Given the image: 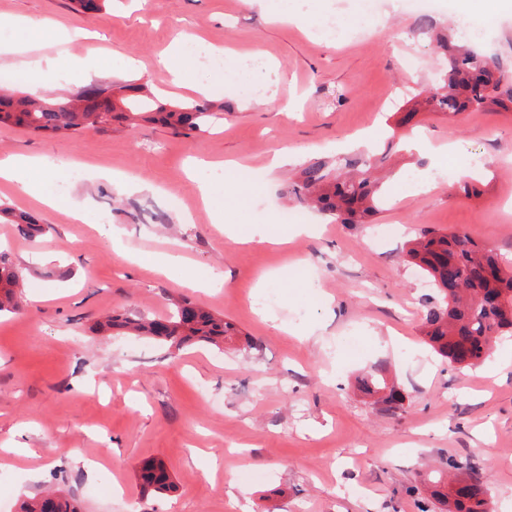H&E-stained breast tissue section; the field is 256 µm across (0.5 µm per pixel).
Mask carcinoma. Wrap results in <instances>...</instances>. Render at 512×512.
I'll return each mask as SVG.
<instances>
[{
  "mask_svg": "<svg viewBox=\"0 0 512 512\" xmlns=\"http://www.w3.org/2000/svg\"><path fill=\"white\" fill-rule=\"evenodd\" d=\"M73 9L99 16L105 10L102 0H74ZM444 69L428 101L434 112L457 115L472 108L493 104L503 109L512 105V75L500 71L491 59L451 36L440 38ZM106 87H91L69 99H35L18 90L0 89V123L21 126L31 132L80 135L104 129L114 120L143 121L164 125L189 136L206 132L220 124L223 113L208 100L167 107L141 87L125 84L120 96L112 98ZM292 194L301 204H315L337 216L343 224H368L376 214L375 190L366 179L343 180L332 177L326 163L305 166ZM0 221L15 225L23 237L43 235L49 226L31 214L0 205ZM411 263L435 286L438 297L427 308L421 334L441 357L462 367L481 363L505 336L512 337V272L493 250L473 238L438 229H422L407 251ZM456 269L453 290L448 286V267ZM25 271L0 254V314L17 313L22 308L20 290ZM104 331L130 330L153 336L175 347L193 343L215 346L240 335L231 321L201 308L186 298L172 299L163 319H129L108 316L99 324ZM387 368L376 365L359 381L362 392L377 397L382 411L391 413L403 405L404 396L388 382ZM475 467L468 461L450 460L445 469L427 475L429 495L444 512H483L484 481L461 489L457 498H448L456 479ZM140 486L148 491L174 489V483L160 462H147L136 473ZM19 512H79L75 500L47 492L23 500Z\"/></svg>",
  "mask_w": 512,
  "mask_h": 512,
  "instance_id": "1",
  "label": "carcinoma"
}]
</instances>
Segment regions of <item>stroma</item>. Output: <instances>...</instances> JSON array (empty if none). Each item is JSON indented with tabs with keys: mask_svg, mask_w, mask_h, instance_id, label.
Returning a JSON list of instances; mask_svg holds the SVG:
<instances>
[{
	"mask_svg": "<svg viewBox=\"0 0 512 512\" xmlns=\"http://www.w3.org/2000/svg\"><path fill=\"white\" fill-rule=\"evenodd\" d=\"M302 9L312 20L339 15L345 38L323 41L254 0H111L98 20L70 0H0L2 17L86 31L50 73L0 57V77L20 76L23 90L40 82L54 98L112 82L167 104L197 100L160 63L181 30L266 63L255 96H240L231 79L210 90L224 122L190 136L144 122L75 138L0 125V160L42 157L83 172L45 211L0 182L1 201L51 227L29 241L0 224V249L29 271L22 311L0 319V512L49 487L76 498L80 512H420L410 486L451 458L482 468L493 512H512V338L480 367L437 355L419 334L435 291L406 255L433 227L512 260V112L430 111L440 61L417 33L419 14L391 0L372 19L353 0H304ZM454 9L432 13L437 29L467 18L480 33L475 47L512 73V0L493 29L464 0ZM91 48L97 68L86 77L79 65ZM126 57L144 75L122 71ZM420 139L454 141L455 153L436 187L414 194L407 178L432 167ZM279 149L290 162L274 169ZM358 156L372 159L383 200L371 223L311 209L317 234L287 245L225 238V224L244 231L299 210L291 188L308 162ZM201 159L237 161L258 182L208 178L213 206L204 208L188 176ZM116 172L142 188L114 186ZM158 211L166 225L153 223ZM120 239L188 264L159 274L120 254ZM205 273L223 274V287L185 285ZM170 295L229 318L241 339L175 350L95 329L112 313L159 317ZM380 361L405 397L393 415L358 389ZM20 445L31 457L10 454ZM148 461L166 466L175 490H142L136 471Z\"/></svg>",
	"mask_w": 512,
	"mask_h": 512,
	"instance_id": "1",
	"label": "stroma"
}]
</instances>
